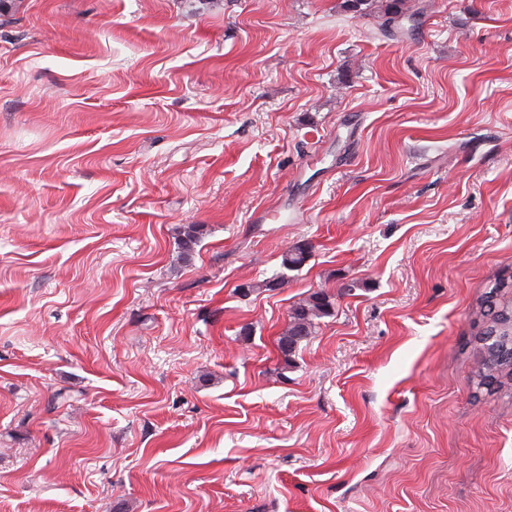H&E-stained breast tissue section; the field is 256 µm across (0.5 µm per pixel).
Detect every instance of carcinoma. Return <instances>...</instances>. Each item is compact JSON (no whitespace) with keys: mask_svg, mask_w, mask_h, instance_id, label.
<instances>
[{"mask_svg":"<svg viewBox=\"0 0 512 512\" xmlns=\"http://www.w3.org/2000/svg\"><path fill=\"white\" fill-rule=\"evenodd\" d=\"M202 234L198 224H187L181 230L184 257H189ZM310 257V248L296 244L281 255V275L273 280L249 283L241 288L244 293L272 290L282 286L287 272L299 270ZM512 289V274L497 277L487 286L477 303L474 323L480 361L475 369L476 385L489 389L512 383V297L504 298ZM332 296L323 291L311 293L293 304L288 311V321L278 339V350L284 367H289L298 347L315 333L317 320L331 314Z\"/></svg>","mask_w":512,"mask_h":512,"instance_id":"1","label":"carcinoma"}]
</instances>
